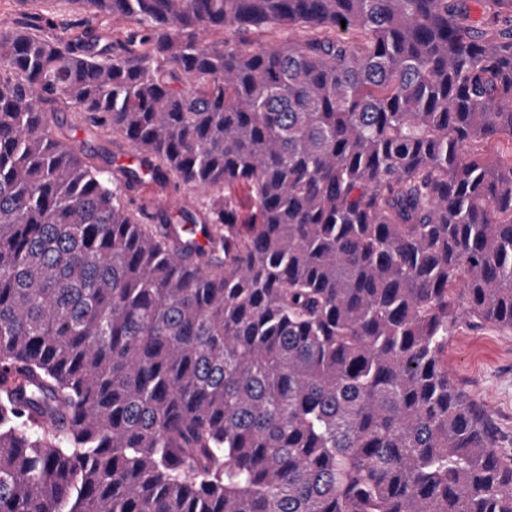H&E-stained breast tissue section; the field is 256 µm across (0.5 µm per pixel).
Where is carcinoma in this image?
Segmentation results:
<instances>
[{
  "label": "carcinoma",
  "instance_id": "obj_1",
  "mask_svg": "<svg viewBox=\"0 0 512 512\" xmlns=\"http://www.w3.org/2000/svg\"><path fill=\"white\" fill-rule=\"evenodd\" d=\"M81 2L0 26V512H512L443 363L512 332V0ZM25 19L42 21L44 28L37 34H46L49 24H54L76 33L88 32L102 41L119 37L127 28L124 21L80 7L71 0H0V22ZM55 117L59 123V127L56 128L58 131H62L70 142L77 146L89 143L92 149L102 153L104 159L111 162V166L108 167L112 170L117 165H128L134 162V152L129 143L119 136H112V131L99 133L96 137H91L87 121L82 112L62 106L54 115ZM123 198L132 208H136L141 203L152 200L155 203H163L173 215L181 207L200 206L207 200L206 193L199 190L179 187L175 189L173 185L162 186L152 181L146 183L133 191L126 192Z\"/></svg>",
  "mask_w": 512,
  "mask_h": 512
}]
</instances>
